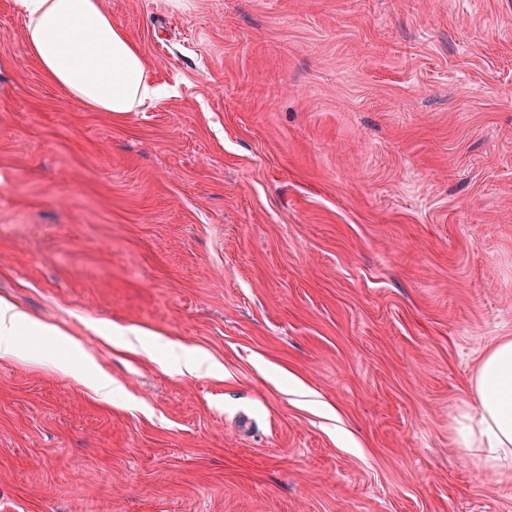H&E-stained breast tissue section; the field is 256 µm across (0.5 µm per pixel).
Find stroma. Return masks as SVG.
Segmentation results:
<instances>
[{
  "mask_svg": "<svg viewBox=\"0 0 512 512\" xmlns=\"http://www.w3.org/2000/svg\"><path fill=\"white\" fill-rule=\"evenodd\" d=\"M100 2L170 95L88 108L0 0V299L70 340L0 357V512H512L454 431L512 336V0ZM168 361L176 365L182 374L195 375L212 369V365L205 356L183 348L178 349L169 344L166 345L164 358V362ZM74 376H84L91 382L97 393L103 397H109L112 394V382L103 374L96 371L93 361L89 358L84 360L80 370L73 368Z\"/></svg>",
  "mask_w": 512,
  "mask_h": 512,
  "instance_id": "obj_1",
  "label": "stroma"
}]
</instances>
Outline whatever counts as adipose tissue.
<instances>
[{
    "mask_svg": "<svg viewBox=\"0 0 512 512\" xmlns=\"http://www.w3.org/2000/svg\"><path fill=\"white\" fill-rule=\"evenodd\" d=\"M16 5L26 20L31 56L71 97L100 112H132L163 93L137 46L100 0H16ZM25 328L54 341L62 337L58 329L0 300V356L18 351ZM472 387L478 408L467 415L457 449L479 472L512 476V337L492 347Z\"/></svg>",
    "mask_w": 512,
    "mask_h": 512,
    "instance_id": "ef3b65f1",
    "label": "adipose tissue"
}]
</instances>
